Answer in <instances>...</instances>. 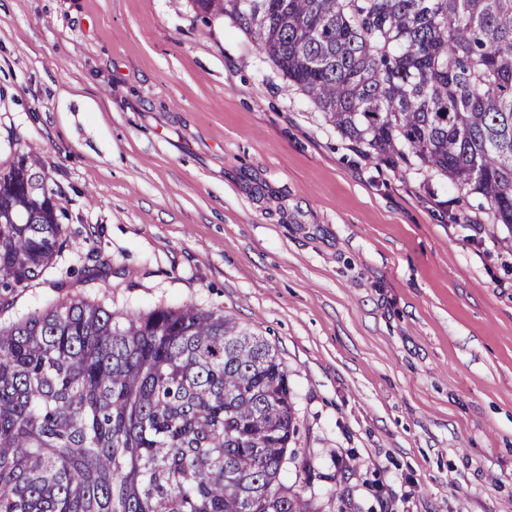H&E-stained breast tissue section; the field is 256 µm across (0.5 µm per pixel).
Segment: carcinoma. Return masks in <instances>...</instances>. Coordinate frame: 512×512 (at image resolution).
Segmentation results:
<instances>
[{
  "label": "carcinoma",
  "instance_id": "1",
  "mask_svg": "<svg viewBox=\"0 0 512 512\" xmlns=\"http://www.w3.org/2000/svg\"><path fill=\"white\" fill-rule=\"evenodd\" d=\"M341 136L512 231V0H190ZM68 242L41 159L0 170V310ZM288 371L232 316L71 299L0 324V512H320L282 472Z\"/></svg>",
  "mask_w": 512,
  "mask_h": 512
}]
</instances>
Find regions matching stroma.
Segmentation results:
<instances>
[{
	"instance_id": "35a3bbf8",
	"label": "stroma",
	"mask_w": 512,
	"mask_h": 512,
	"mask_svg": "<svg viewBox=\"0 0 512 512\" xmlns=\"http://www.w3.org/2000/svg\"><path fill=\"white\" fill-rule=\"evenodd\" d=\"M30 151L70 246L0 321L229 314L288 369L322 512H512V232L478 198L365 157L187 0H0V167Z\"/></svg>"
}]
</instances>
